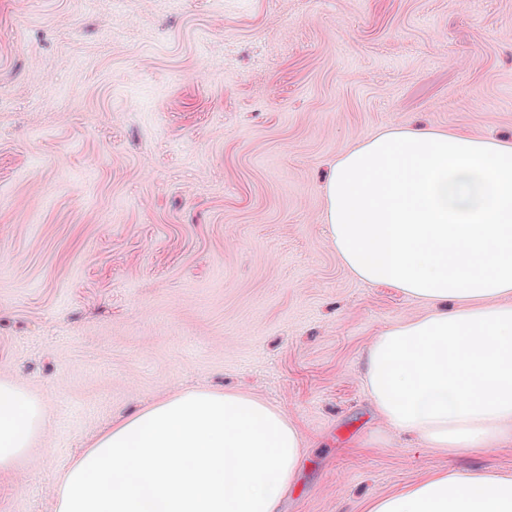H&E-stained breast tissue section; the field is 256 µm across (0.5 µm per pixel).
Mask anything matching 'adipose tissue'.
<instances>
[{"mask_svg": "<svg viewBox=\"0 0 512 512\" xmlns=\"http://www.w3.org/2000/svg\"><path fill=\"white\" fill-rule=\"evenodd\" d=\"M323 191L345 266L429 307L364 351L381 420L455 452L511 440L512 140L390 127L339 156ZM43 425L0 379V469ZM303 455L279 408L189 389L114 418L56 479L55 512H279ZM367 512H512V477L441 471Z\"/></svg>", "mask_w": 512, "mask_h": 512, "instance_id": "ef3b65f1", "label": "adipose tissue"}]
</instances>
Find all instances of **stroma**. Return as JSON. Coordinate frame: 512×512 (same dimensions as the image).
<instances>
[{
	"label": "stroma",
	"instance_id": "1",
	"mask_svg": "<svg viewBox=\"0 0 512 512\" xmlns=\"http://www.w3.org/2000/svg\"><path fill=\"white\" fill-rule=\"evenodd\" d=\"M416 123L512 139V0H0V379L45 412L0 512H54L113 418L190 387L297 423L281 512L512 476V441L428 447L362 383L427 307L347 269L322 175Z\"/></svg>",
	"mask_w": 512,
	"mask_h": 512
}]
</instances>
